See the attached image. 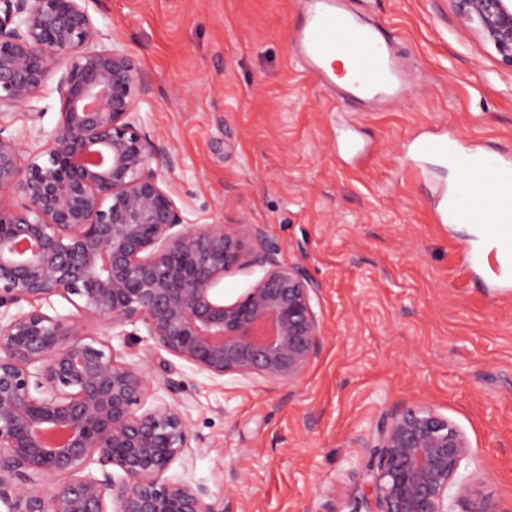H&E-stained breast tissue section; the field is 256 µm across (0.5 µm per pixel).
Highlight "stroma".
Here are the masks:
<instances>
[{
    "label": "stroma",
    "mask_w": 512,
    "mask_h": 512,
    "mask_svg": "<svg viewBox=\"0 0 512 512\" xmlns=\"http://www.w3.org/2000/svg\"><path fill=\"white\" fill-rule=\"evenodd\" d=\"M384 28L412 79L374 109L335 100L292 58L303 0H87L99 42L141 68L143 131L178 157L159 178L191 224H260L321 284V347L303 377H212L171 359L191 396L193 437L166 478L207 485L218 512H361L377 421L426 405L473 456L461 479L512 512V295L493 297L466 265L473 224H440L437 188L456 170L415 156L411 137L447 128L459 151L512 154V69L463 27L448 0H352ZM0 121L26 145L51 133ZM128 359L143 324L95 327ZM233 483H225L227 475Z\"/></svg>",
    "instance_id": "stroma-1"
}]
</instances>
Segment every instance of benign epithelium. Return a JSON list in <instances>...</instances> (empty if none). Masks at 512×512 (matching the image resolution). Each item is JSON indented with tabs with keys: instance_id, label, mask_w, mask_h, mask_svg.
Wrapping results in <instances>:
<instances>
[{
	"instance_id": "1",
	"label": "benign epithelium",
	"mask_w": 512,
	"mask_h": 512,
	"mask_svg": "<svg viewBox=\"0 0 512 512\" xmlns=\"http://www.w3.org/2000/svg\"><path fill=\"white\" fill-rule=\"evenodd\" d=\"M512 68V0H448ZM85 0H0V119L57 79L60 115L35 149L0 134V506L3 512H217L211 489L163 478L190 447L184 388L143 405L150 360H125L89 331L142 322L154 345L211 376L298 381L321 346V288L281 261L260 224H189L154 163L168 147L141 130V70L102 46ZM258 267L246 294L224 303V272ZM61 296L79 316L51 315ZM472 456L465 435L426 406L391 412L364 467L366 512H450ZM96 464L101 476L78 472ZM68 474L42 490L16 475ZM464 512H500L483 496Z\"/></svg>"
}]
</instances>
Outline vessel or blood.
Masks as SVG:
<instances>
[{
    "instance_id": "b4317fda",
    "label": "vessel or blood",
    "mask_w": 512,
    "mask_h": 512,
    "mask_svg": "<svg viewBox=\"0 0 512 512\" xmlns=\"http://www.w3.org/2000/svg\"><path fill=\"white\" fill-rule=\"evenodd\" d=\"M293 57L331 95L369 107L404 97L408 74L399 64L389 35L364 21L348 0H305L293 27ZM352 80H338L337 58ZM443 224H476L480 237L500 256L497 275L512 270V167L492 153L471 155L459 166L452 187L438 193Z\"/></svg>"
}]
</instances>
